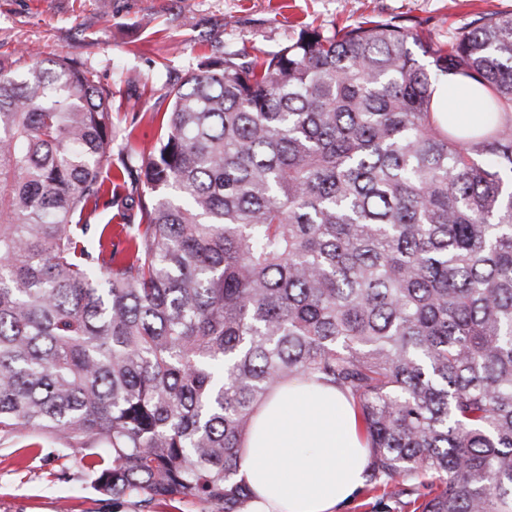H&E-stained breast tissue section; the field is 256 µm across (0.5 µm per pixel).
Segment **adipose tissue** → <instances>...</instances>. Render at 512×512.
Segmentation results:
<instances>
[{
	"label": "adipose tissue",
	"instance_id": "ef3b65f1",
	"mask_svg": "<svg viewBox=\"0 0 512 512\" xmlns=\"http://www.w3.org/2000/svg\"><path fill=\"white\" fill-rule=\"evenodd\" d=\"M484 89L448 74L433 103L442 124L478 127L488 113ZM370 450L352 402L336 386L288 381L256 410L240 454L248 512H337L362 487Z\"/></svg>",
	"mask_w": 512,
	"mask_h": 512
}]
</instances>
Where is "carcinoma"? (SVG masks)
Returning <instances> with one entry per match:
<instances>
[{
    "label": "carcinoma",
    "instance_id": "1",
    "mask_svg": "<svg viewBox=\"0 0 512 512\" xmlns=\"http://www.w3.org/2000/svg\"><path fill=\"white\" fill-rule=\"evenodd\" d=\"M450 72L487 90L466 135L433 115ZM170 95L120 157L140 222L101 227L112 92L0 59V446L81 455L114 505L246 512L242 441L301 378L352 399L400 512H512V13L306 27Z\"/></svg>",
    "mask_w": 512,
    "mask_h": 512
}]
</instances>
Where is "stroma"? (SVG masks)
<instances>
[{"instance_id": "1", "label": "stroma", "mask_w": 512, "mask_h": 512, "mask_svg": "<svg viewBox=\"0 0 512 512\" xmlns=\"http://www.w3.org/2000/svg\"><path fill=\"white\" fill-rule=\"evenodd\" d=\"M488 12H512V0H0V55H61L93 69L112 90L113 152L129 145L147 156L171 84L225 51H275L306 26L393 16L434 44ZM0 512L145 511L133 498L101 500L86 488L78 456L29 447L23 434L0 447Z\"/></svg>"}]
</instances>
